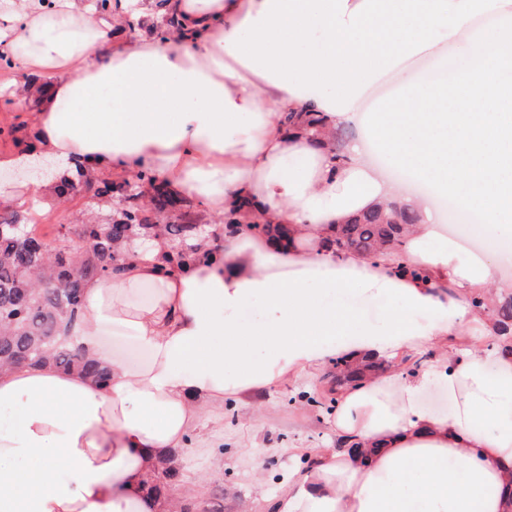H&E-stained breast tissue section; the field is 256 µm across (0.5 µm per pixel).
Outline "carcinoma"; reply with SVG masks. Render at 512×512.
Returning <instances> with one entry per match:
<instances>
[{"instance_id":"carcinoma-1","label":"carcinoma","mask_w":512,"mask_h":512,"mask_svg":"<svg viewBox=\"0 0 512 512\" xmlns=\"http://www.w3.org/2000/svg\"><path fill=\"white\" fill-rule=\"evenodd\" d=\"M101 184L96 191L99 204L118 196L128 205L101 220L94 215L80 224L60 225L63 232L51 251L31 236L28 224L23 225L25 242H17L9 226L21 222L19 215L0 210V368L49 362L107 381L109 371L89 359L72 336L84 318L85 282L118 269L116 245L132 238L177 242L180 248L168 260L169 272L182 271L200 260V247L193 243L198 225L168 221L174 212L187 215L192 201L172 195L148 171L141 172L135 182L104 179ZM419 221L416 210L394 201L342 225L334 243L339 251L366 256L383 250L400 252L408 229ZM491 320L501 331L512 332L511 294L493 307ZM362 375L345 358L337 360L336 375L327 381L330 401H336L334 394ZM177 476L178 469L171 464L154 474L147 496L169 492ZM223 501L224 488L216 480L208 499L183 512H223Z\"/></svg>"}]
</instances>
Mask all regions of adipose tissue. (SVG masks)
<instances>
[{
    "label": "adipose tissue",
    "mask_w": 512,
    "mask_h": 512,
    "mask_svg": "<svg viewBox=\"0 0 512 512\" xmlns=\"http://www.w3.org/2000/svg\"><path fill=\"white\" fill-rule=\"evenodd\" d=\"M181 29L132 39L147 0H0V42L36 76L34 138L0 158L45 155L116 175L148 170L203 209L241 211V229L200 238L213 258L166 272L170 243L120 247L117 272L88 281L77 329L112 371L103 387L53 365L0 371V512H168L142 491L165 454L205 426L226 397L246 401L294 382L337 353L365 375L338 394L330 422L343 448L290 474L273 512H512V336L472 304L487 294L512 239V0H170ZM494 17L490 27L477 18ZM466 37L471 66L441 81L409 77L413 57ZM397 97L361 104L382 77ZM317 112L327 128L288 127ZM354 128L337 148L332 132ZM390 162L470 213L489 240L461 257L430 199L407 195L370 158ZM417 209L403 253L365 258L329 247L353 215L394 199ZM282 224L286 238L252 234ZM422 268L426 279L398 273ZM154 289L134 306L138 288ZM401 303L367 317L363 304ZM261 302L259 314L244 310ZM426 315L415 325L412 314ZM345 325L349 342L337 349ZM477 333L461 342L463 329ZM133 333L146 365L104 337ZM426 344L420 373L369 370ZM447 390L452 409L420 397ZM420 402L427 410L446 413L451 409V403L448 400V392L432 386L427 388L420 397Z\"/></svg>",
    "instance_id": "adipose-tissue-1"
}]
</instances>
